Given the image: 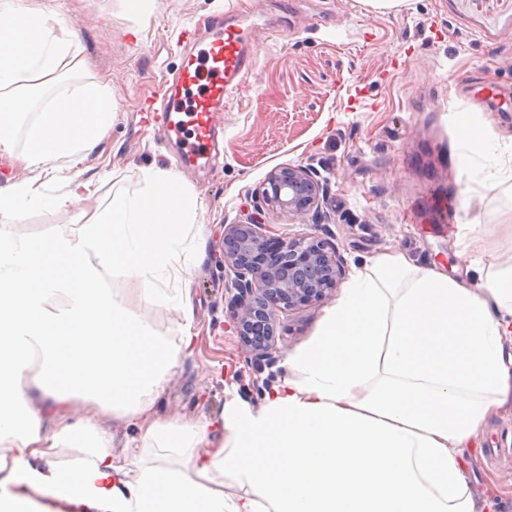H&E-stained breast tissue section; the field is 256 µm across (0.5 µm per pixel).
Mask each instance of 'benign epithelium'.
<instances>
[{
    "instance_id": "obj_1",
    "label": "benign epithelium",
    "mask_w": 512,
    "mask_h": 512,
    "mask_svg": "<svg viewBox=\"0 0 512 512\" xmlns=\"http://www.w3.org/2000/svg\"><path fill=\"white\" fill-rule=\"evenodd\" d=\"M324 186L303 166L270 171L261 196L291 219L318 209ZM269 224H226L221 244L223 264L234 273L233 324L243 347L266 354L275 344L279 315L324 300L343 275L336 248L315 236L277 237L279 252L265 244Z\"/></svg>"
}]
</instances>
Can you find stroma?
<instances>
[{
	"label": "stroma",
	"mask_w": 512,
	"mask_h": 512,
	"mask_svg": "<svg viewBox=\"0 0 512 512\" xmlns=\"http://www.w3.org/2000/svg\"><path fill=\"white\" fill-rule=\"evenodd\" d=\"M240 1L265 31L257 65L247 91L216 115L224 140L211 165L188 167L176 139L145 126L139 106L179 67L180 30L207 25ZM31 2L79 36L83 67L60 72L57 87L103 86L117 104L83 170L65 172L47 194L90 183L83 207L91 209L115 193L142 191L145 172L159 167L178 174L203 204L186 242L195 259L187 280L198 344L157 398L158 419L191 423L220 413L234 396L261 406L287 376L288 352L314 338L341 296L335 290L280 315L274 359L245 353L229 325L232 274L216 261L225 225L269 224L282 237L326 239L349 273L400 250L450 277L476 280L473 253L440 222L449 210L482 225L501 250L512 248L501 225L512 191L466 192L457 134L438 109L451 100L454 111L512 142V0H405L387 12L361 0H151L142 24L120 0ZM489 99L499 111H484ZM288 165L312 168L327 187L320 210L301 221L272 212L257 195L271 170ZM112 169L116 182L101 181ZM80 208L31 210L7 225L21 237L68 234L81 222ZM491 447L499 457L486 456ZM467 473L476 502L512 512V407L486 422Z\"/></svg>",
	"instance_id": "stroma-1"
}]
</instances>
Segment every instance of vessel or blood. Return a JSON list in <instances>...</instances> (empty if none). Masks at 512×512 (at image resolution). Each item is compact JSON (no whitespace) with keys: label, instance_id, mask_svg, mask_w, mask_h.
Listing matches in <instances>:
<instances>
[{"label":"vessel or blood","instance_id":"b4317fda","mask_svg":"<svg viewBox=\"0 0 512 512\" xmlns=\"http://www.w3.org/2000/svg\"><path fill=\"white\" fill-rule=\"evenodd\" d=\"M223 28L209 40L193 42L191 30H183L192 47L171 83L145 98L144 111L169 132L189 129L182 142V158L197 164L207 158L216 138L215 112L244 93L256 64L252 28L246 27L244 9H234Z\"/></svg>","mask_w":512,"mask_h":512}]
</instances>
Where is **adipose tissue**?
<instances>
[{
  "label": "adipose tissue",
  "mask_w": 512,
  "mask_h": 512,
  "mask_svg": "<svg viewBox=\"0 0 512 512\" xmlns=\"http://www.w3.org/2000/svg\"><path fill=\"white\" fill-rule=\"evenodd\" d=\"M75 37L55 13L0 0V155L31 172L0 186L1 217L88 197L43 191L59 168L80 170L114 117L106 88L50 89L58 70L80 66ZM448 120L468 188L498 189V138L463 113ZM201 207L157 168L144 191L114 194L72 234L0 229V512H55L57 501L84 512H476L465 452L512 403V251L460 225L477 255L470 283L378 254L288 354L261 407L234 398L215 418L161 423L154 401L193 347L180 281ZM131 297L178 310L180 336L131 314ZM133 419L147 456L135 469L113 456L109 430ZM64 448L74 456L62 462ZM228 481L240 495H225Z\"/></svg>",
  "instance_id": "ef3b65f1"
}]
</instances>
